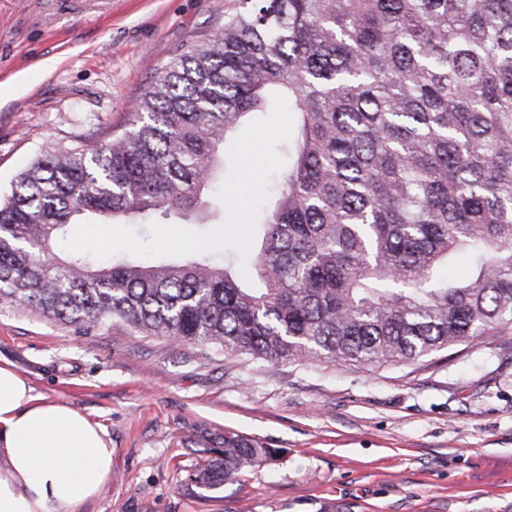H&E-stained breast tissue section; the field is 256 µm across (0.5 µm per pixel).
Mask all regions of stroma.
<instances>
[{
  "label": "stroma",
  "mask_w": 512,
  "mask_h": 512,
  "mask_svg": "<svg viewBox=\"0 0 512 512\" xmlns=\"http://www.w3.org/2000/svg\"><path fill=\"white\" fill-rule=\"evenodd\" d=\"M234 0H0V194L40 153L111 140ZM0 359L100 423L112 473L84 512H506L512 324L409 363L259 362L0 304ZM235 433L280 449L198 488Z\"/></svg>",
  "instance_id": "stroma-1"
}]
</instances>
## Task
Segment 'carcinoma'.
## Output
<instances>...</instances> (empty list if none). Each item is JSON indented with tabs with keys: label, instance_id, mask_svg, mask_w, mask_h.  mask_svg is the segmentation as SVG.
Masks as SVG:
<instances>
[{
	"label": "carcinoma",
	"instance_id": "cac0c4a2",
	"mask_svg": "<svg viewBox=\"0 0 512 512\" xmlns=\"http://www.w3.org/2000/svg\"><path fill=\"white\" fill-rule=\"evenodd\" d=\"M276 94L293 132L249 275L220 253L56 254L80 218L212 224L221 145ZM461 255L467 272L441 277ZM0 303L276 362H407L496 335L512 323V0H235L130 130L16 175ZM278 452L226 434L190 480L234 484Z\"/></svg>",
	"mask_w": 512,
	"mask_h": 512
}]
</instances>
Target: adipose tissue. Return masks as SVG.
Returning a JSON list of instances; mask_svg holds the SVG:
<instances>
[{"label":"adipose tissue","mask_w":512,"mask_h":512,"mask_svg":"<svg viewBox=\"0 0 512 512\" xmlns=\"http://www.w3.org/2000/svg\"><path fill=\"white\" fill-rule=\"evenodd\" d=\"M111 472L104 430L0 360V512H81Z\"/></svg>","instance_id":"ef3b65f1"}]
</instances>
